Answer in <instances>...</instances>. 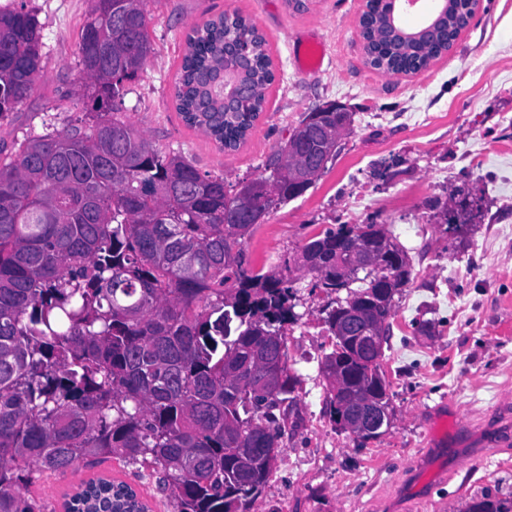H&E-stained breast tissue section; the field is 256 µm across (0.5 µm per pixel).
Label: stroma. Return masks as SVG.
<instances>
[{
    "label": "stroma",
    "instance_id": "stroma-1",
    "mask_svg": "<svg viewBox=\"0 0 512 512\" xmlns=\"http://www.w3.org/2000/svg\"><path fill=\"white\" fill-rule=\"evenodd\" d=\"M25 7L42 34V75L30 96L0 120V152L10 153L26 134L65 128L81 117L74 94L80 79L76 54L89 0H0V9ZM365 0H309L304 11L287 0H152L149 30L154 52L127 85L123 114L160 150L181 152L204 171L229 183L257 177L287 127L308 112L334 103L355 114L354 130L341 138L334 160L301 197L271 212L246 243L251 264L294 278L300 321L287 331L289 362L299 375L298 399L281 417L284 434L273 473L254 512H390L427 437L424 410L450 399L458 422L437 428L448 444H461L456 423L495 430L512 422V238L496 229L512 225V209L483 174L470 171L458 148L479 142L493 152L492 171L512 173V0H483L452 50L429 68L388 76L365 62L358 21ZM236 10L266 34L276 81L266 91V110L234 151L186 126L172 88L194 24ZM319 36L325 56L320 71L299 72L291 57L296 36ZM386 177H378L380 166ZM375 200L360 222L385 226L408 250L411 281L396 296L384 370L390 383L392 424L378 440L359 443L325 414L320 370L332 336L323 321L331 301L301 271V248L313 234L346 223L344 204L358 188ZM484 192L482 216L466 237L448 234L444 212L457 189ZM424 223L408 224L409 216ZM430 323L428 331L419 321ZM477 465L458 463L447 481L437 456L420 481L431 504L423 512H465L485 490L512 497V444L487 445ZM131 485L151 512L173 506L147 470L112 458L78 463L62 474L33 481L28 494L44 512H62L83 482L99 477Z\"/></svg>",
    "mask_w": 512,
    "mask_h": 512
}]
</instances>
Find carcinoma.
Returning <instances> with one entry per match:
<instances>
[{
	"instance_id": "cac0c4a2",
	"label": "carcinoma",
	"mask_w": 512,
	"mask_h": 512,
	"mask_svg": "<svg viewBox=\"0 0 512 512\" xmlns=\"http://www.w3.org/2000/svg\"><path fill=\"white\" fill-rule=\"evenodd\" d=\"M80 28L78 65L85 118L26 137L0 158V512H42L25 496L34 474L118 456L156 475L174 512H252L280 445L275 410L292 405L286 326L300 315L292 281L251 266L245 242L257 223L302 196L317 177L288 145L327 131L322 156L336 155V128L355 113L333 106L287 131L261 173L231 185L179 152H163L121 117L134 80L154 52L146 0H91ZM252 47L254 93L224 111L221 63L228 46ZM34 16L0 11V120L28 98L41 76ZM448 50L395 39L376 60L414 71ZM275 73L265 35L251 18L224 12L186 34L174 84L176 110L226 150H236L264 110ZM393 251L377 269L336 279V259L384 238ZM314 287L337 296L325 310L333 328L343 307L390 327L394 297L411 280L405 247L381 224H340L301 248ZM388 278L379 294L373 283ZM275 365L273 390L257 385L262 357ZM385 351L335 340L321 359L330 418L348 399L390 403ZM112 481H87L75 507L112 512ZM466 512H512L487 491Z\"/></svg>"
}]
</instances>
